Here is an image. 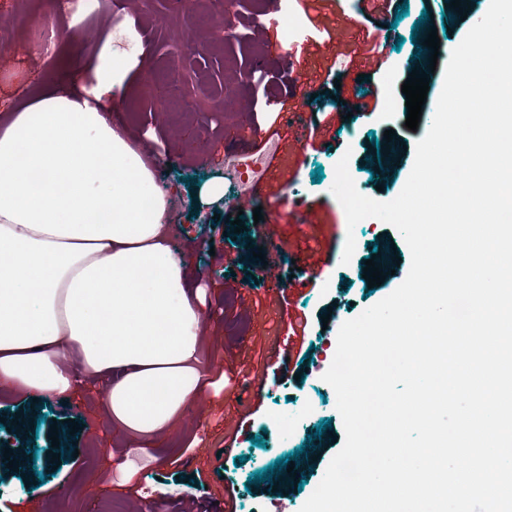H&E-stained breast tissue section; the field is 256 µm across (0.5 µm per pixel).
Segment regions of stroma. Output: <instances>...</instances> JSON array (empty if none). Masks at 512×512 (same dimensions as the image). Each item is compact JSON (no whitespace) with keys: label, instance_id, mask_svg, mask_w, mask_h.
<instances>
[{"label":"stroma","instance_id":"stroma-1","mask_svg":"<svg viewBox=\"0 0 512 512\" xmlns=\"http://www.w3.org/2000/svg\"><path fill=\"white\" fill-rule=\"evenodd\" d=\"M266 0H233L222 9L212 0H196L192 9L174 0L157 7L148 0H123L124 22L109 28L113 38L131 37L130 53L138 64L128 76L121 107L127 130L138 143H150L156 155L157 187L172 195L170 246L182 256L186 275L201 280L208 307L203 357L211 367L196 407L159 444L140 448L114 446L105 415L91 396L38 400L0 394V433L13 436L12 449L24 457L20 471H0V512H87L89 501L111 504L112 512L150 501L157 512H299L324 476L344 437L336 394L322 376L332 363L337 333L347 320L391 294L406 278L410 253L402 235L389 224L367 218L348 228L345 211L333 196L335 165L343 149H351L349 171L357 190L387 202L401 192L414 163L417 142L429 130L444 82V63H437L417 130L405 126L406 97L402 84L421 67L417 41L426 38L423 13H431L439 38L457 46L486 13L490 0H470L464 21L448 22L453 11L445 0H408L402 18L386 14L391 44L387 63L370 76L360 65L332 67L325 53L299 57L286 66L276 36L263 26ZM283 14L320 43L344 52L364 48L374 29L369 18L348 23L356 15L355 0H281ZM85 22L61 21L48 12L45 0H0V36L9 44L24 43L27 56L0 64V113L26 99L27 87H42L61 69L87 73L94 47L63 41L62 32H81ZM401 48H394V41ZM313 93L310 120L332 119L318 136L306 125L286 126L273 113L255 112L254 102H271L294 94L296 80ZM152 83L153 94L143 91ZM238 84L235 111L224 109V88ZM377 87L379 106L363 122L335 119V93ZM395 130L404 146L378 158L371 135ZM280 149L268 169L270 181L260 197L282 192L288 209L311 206L324 215L320 224L283 225V240L268 239L255 224L252 208H239L224 178V157L254 153L270 131ZM321 182H312L315 169ZM240 215L248 236L237 237L231 215ZM356 250L343 263L347 235ZM394 247L402 262L382 285L369 287L363 268L375 244ZM263 250L264 259L254 258ZM319 249L329 259L315 274V285L290 276L292 261ZM307 316L305 336L293 334L298 316ZM307 350L314 366L278 369L284 352ZM257 384L250 401L241 393ZM53 414L54 423L38 422ZM25 417L28 433L18 436L14 420ZM79 423L71 432L67 422ZM332 428L319 432L320 422ZM57 434L64 462L52 465L50 434ZM299 452L293 471L275 472L271 481L249 484L276 459ZM245 463H238V456ZM43 476L36 484L35 476Z\"/></svg>","mask_w":512,"mask_h":512}]
</instances>
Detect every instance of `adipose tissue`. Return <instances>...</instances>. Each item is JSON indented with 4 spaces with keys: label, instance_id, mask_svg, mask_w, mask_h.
I'll use <instances>...</instances> for the list:
<instances>
[{
    "label": "adipose tissue",
    "instance_id": "1",
    "mask_svg": "<svg viewBox=\"0 0 512 512\" xmlns=\"http://www.w3.org/2000/svg\"><path fill=\"white\" fill-rule=\"evenodd\" d=\"M135 66L104 45L91 89L62 76L0 113V391L95 393L113 442L133 448L165 436L210 374L169 200L102 108Z\"/></svg>",
    "mask_w": 512,
    "mask_h": 512
}]
</instances>
